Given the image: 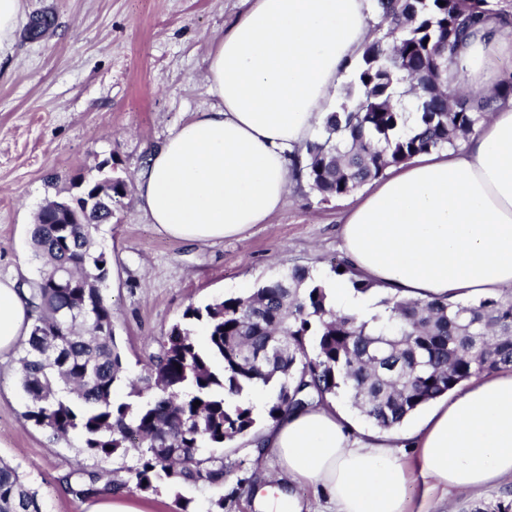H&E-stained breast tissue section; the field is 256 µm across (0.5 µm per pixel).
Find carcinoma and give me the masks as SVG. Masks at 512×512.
<instances>
[{
  "label": "carcinoma",
  "instance_id": "carcinoma-1",
  "mask_svg": "<svg viewBox=\"0 0 512 512\" xmlns=\"http://www.w3.org/2000/svg\"><path fill=\"white\" fill-rule=\"evenodd\" d=\"M374 8L380 23L341 111L304 145L305 165L293 169L323 201L351 194L418 153L457 147L491 107V99L449 86L434 60L503 16L494 0H374ZM53 22L34 15L28 33ZM111 218L109 209L89 212L82 224H44L39 215L32 231L43 266L34 283L38 314L18 358L29 400L23 417L58 437L78 436L94 456L139 452L120 478L85 468L65 474L76 499L153 492L160 482L224 484V457L206 449L256 433L257 418L241 398L259 388L269 390L270 422L344 397L365 421L391 429L470 378L512 366V293L456 307L387 298L390 315L370 329L334 309L326 280L295 267L248 295L189 305L147 373L131 384L132 399L116 401L122 360L102 292L110 260L95 249L99 226ZM56 267L69 268L70 279L51 278ZM331 273L359 292L374 287L347 266ZM197 323L207 330L203 345L193 334ZM0 512H42L2 460Z\"/></svg>",
  "mask_w": 512,
  "mask_h": 512
}]
</instances>
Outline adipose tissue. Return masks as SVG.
I'll return each mask as SVG.
<instances>
[{"label": "adipose tissue", "mask_w": 512, "mask_h": 512, "mask_svg": "<svg viewBox=\"0 0 512 512\" xmlns=\"http://www.w3.org/2000/svg\"><path fill=\"white\" fill-rule=\"evenodd\" d=\"M372 0H250L209 52L216 107L194 113L135 180L150 223L170 237L237 239L290 190L292 162L344 101L372 38ZM512 52V24L489 21L454 53L458 77L493 96V65ZM356 272L408 300L456 304L512 290V98L495 102L458 148L416 155L360 191L340 225ZM336 310L386 319L374 292L328 281ZM29 293L0 279V359L28 336ZM289 483L319 490L330 512H408L411 443L429 487L466 493L512 480V370L472 378L414 431L353 433L335 405L309 406L260 433Z\"/></svg>", "instance_id": "1"}]
</instances>
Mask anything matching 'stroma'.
<instances>
[{
  "label": "stroma",
  "mask_w": 512,
  "mask_h": 512,
  "mask_svg": "<svg viewBox=\"0 0 512 512\" xmlns=\"http://www.w3.org/2000/svg\"><path fill=\"white\" fill-rule=\"evenodd\" d=\"M244 0H22L23 16L48 13L54 25L40 39L18 32L0 62V278L39 277L32 247L36 217L48 200L78 178L98 177L101 163L134 184L152 149L196 112L215 105L205 60ZM351 196L320 200L306 182H293L282 208L242 238L216 243L175 239L149 224L134 195L112 200V221L96 240L116 263L103 293L123 372L113 396L127 398L144 376L170 327L188 305L245 295L295 266L328 277L343 260L339 235ZM17 358L0 362V459L17 469L42 512H83L61 478L83 465L111 476L137 462L136 450L108 458L88 455L77 436L61 439L23 419L28 399ZM253 436L225 444L224 485H159L145 498L153 512H257L261 484H248L262 467L289 486L273 457L256 462ZM292 487V486H289ZM306 512L325 503L312 488L292 487ZM503 490L476 495L430 489L421 477L409 486L411 512H471L496 502Z\"/></svg>",
  "instance_id": "stroma-1"
}]
</instances>
